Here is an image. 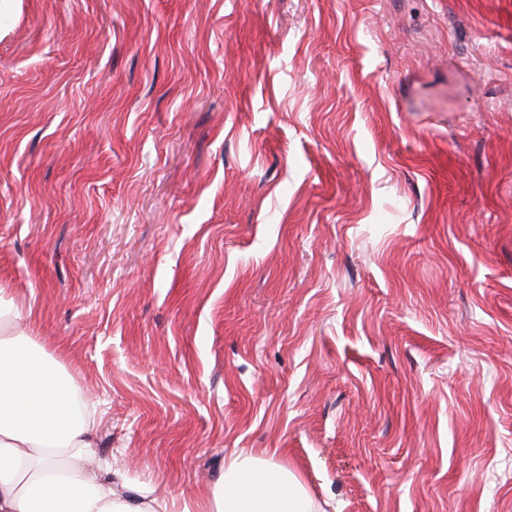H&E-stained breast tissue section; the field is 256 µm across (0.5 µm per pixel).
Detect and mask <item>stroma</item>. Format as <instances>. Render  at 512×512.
<instances>
[{
    "label": "stroma",
    "mask_w": 512,
    "mask_h": 512,
    "mask_svg": "<svg viewBox=\"0 0 512 512\" xmlns=\"http://www.w3.org/2000/svg\"><path fill=\"white\" fill-rule=\"evenodd\" d=\"M0 287L161 493L512 512V0H0Z\"/></svg>",
    "instance_id": "35a3bbf8"
}]
</instances>
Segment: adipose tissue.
<instances>
[{"label": "adipose tissue", "mask_w": 512, "mask_h": 512, "mask_svg": "<svg viewBox=\"0 0 512 512\" xmlns=\"http://www.w3.org/2000/svg\"><path fill=\"white\" fill-rule=\"evenodd\" d=\"M0 295V512H326L272 459L239 452L204 502L156 494L94 446L96 407Z\"/></svg>", "instance_id": "adipose-tissue-1"}]
</instances>
